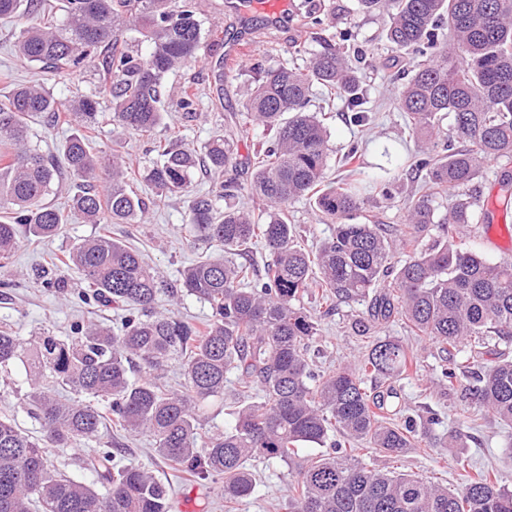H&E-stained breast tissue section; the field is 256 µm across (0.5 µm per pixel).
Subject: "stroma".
Returning <instances> with one entry per match:
<instances>
[{
  "instance_id": "stroma-1",
  "label": "stroma",
  "mask_w": 512,
  "mask_h": 512,
  "mask_svg": "<svg viewBox=\"0 0 512 512\" xmlns=\"http://www.w3.org/2000/svg\"><path fill=\"white\" fill-rule=\"evenodd\" d=\"M197 17L207 36L203 39L196 62L180 67L165 81L167 91H176L186 82L196 83L199 91L198 115L195 120L175 119L170 127L157 128V135L175 131L184 147L203 151L216 133L234 128L241 110L243 93L256 77V63L301 64L302 56L293 51L294 45L306 46L309 51H322L326 42L342 35L347 39L354 56L361 88L371 110L367 125L351 122L341 100H334L326 121L330 130L332 153L328 162L329 177L339 173L338 159L351 144H358L366 171L377 175L382 146L395 149L399 166L392 184L391 199L370 194L366 209L381 223L403 225L404 203L419 193L424 185L422 176L408 167L409 159L418 154L421 145L410 138L404 117L394 107L402 81L400 75L409 59L407 53L395 49L386 39L387 18L379 13H362L358 0H293L285 13L273 16L258 10L241 15L231 7V0H195ZM321 17V24H312V17ZM22 18L0 20V100L6 99L19 84H45L60 101L76 93L93 90L97 76L85 72L68 78H58L34 63L19 61L13 50L15 32L25 26ZM249 35L252 47L247 56L233 66L220 69L216 61L228 43L241 35ZM98 128L92 137L95 149L123 156L133 163L147 164L155 160L147 138L115 129L110 121L112 101L109 94L99 98ZM512 172V162L502 159L490 162L482 175L468 188L476 200L474 222L469 228L471 247L486 258L497 261L512 256L501 247V240L512 237V200L500 189L503 171ZM139 195L148 207V218L136 237L126 235L127 227H112L115 238H129L144 258L153 264L169 281L180 278L186 266L199 259L200 250L187 245L185 224L188 218L186 199L172 198L157 201L154 191L139 187ZM288 215L295 226L297 239L306 249L313 250L327 241L332 225L322 223L312 201L302 198L289 204ZM99 225L70 220L62 234L46 243L26 242L18 249L9 269H0V282L8 285L7 300L0 302V320H9L18 335L31 336L47 329L54 335L67 336L74 323L91 320L104 326L115 323L119 311L112 307H97L77 298L60 300L56 293L43 288L37 271L49 254L65 251L74 242L92 236ZM363 302L343 304L331 316L323 318L321 334L313 343L309 357L319 373L336 371L367 351L379 339L402 341L419 360L416 374L388 381L369 377L366 385L374 391L394 388L403 416L416 419L424 409L438 414L440 423L433 434L442 436L448 431L463 432L456 448H415L397 458L375 455L372 464L385 472L407 471L447 486L461 489L463 468H493L500 483L512 489V425L505 424L492 414H484L477 423L468 420V403L462 396L441 395L437 381L440 377V351L436 344L412 336L402 322L374 328L366 335H357L350 322L365 315ZM126 457L149 466L173 488L172 512H224V493L220 485H195L183 481L156 456L149 438L122 439L118 442ZM253 469L257 485L254 493L243 500L236 512H288L289 471L276 462H257Z\"/></svg>"
}]
</instances>
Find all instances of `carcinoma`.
Segmentation results:
<instances>
[{
  "label": "carcinoma",
  "mask_w": 512,
  "mask_h": 512,
  "mask_svg": "<svg viewBox=\"0 0 512 512\" xmlns=\"http://www.w3.org/2000/svg\"><path fill=\"white\" fill-rule=\"evenodd\" d=\"M358 3L386 14L388 41L414 54L395 106L424 145L415 165L425 171V190L409 202L400 230L367 214L358 146L340 159L344 175L325 180L329 132L307 111L313 88L344 99L356 123L366 112L339 45L298 66L258 67L240 127L261 125L270 138L253 149L248 186L237 180L242 161L231 135H216L202 153L160 139L153 146L159 160L135 168L94 151L83 133L98 124L95 91L61 103L40 85H18L0 101L1 269L23 239L51 241L72 217L144 223L135 174L161 198L188 195L199 171L216 181L211 192L188 200V242L210 252L182 270L180 283L164 280L139 251L107 233L80 240L42 268L43 287L57 292L64 282L50 272L76 268L89 286L79 300L126 311L116 326L77 324L62 340L45 330L24 339L12 324H0V368L22 364L29 390L19 405L42 428L34 437L0 416V512H170L171 487L117 457L112 440L99 441L106 418L129 438L149 437L175 469L221 484L227 512L253 494L254 460L295 467L288 512H512V490L488 469L451 490L352 455L358 444L397 457L420 443L410 424L384 415L385 396L364 387L368 375L417 371L412 350L378 340L356 365L328 375L315 373L307 355L322 318L341 303L366 300L368 318L355 320V331L403 321L412 335L439 345L448 394L457 393L458 378L475 376L467 388L476 408L470 420L486 410L512 423V357L489 348L492 339L512 342V259L492 263L458 241L475 205L464 188L487 162L512 159V0ZM20 13L33 21L15 37L17 57L64 77L88 67L110 76L104 90L112 124L139 135L171 116L163 81L197 58L203 38L195 0H60L56 13L45 0H0L1 19ZM131 25L149 42L148 54L121 42ZM174 103L182 118L196 117V88L180 87ZM42 115L80 127L62 144L59 161L31 144L29 122ZM61 166L81 182L67 215L46 201ZM243 193L251 205H220ZM300 197L313 199L324 223L335 225L314 253L288 223V204ZM256 243L267 255L258 276L238 260ZM180 292L208 305L210 317L195 324L161 308L162 296ZM308 293L322 308L302 305ZM464 343L474 350L460 359ZM174 365L182 375L176 387L163 382ZM231 373L237 383L226 399ZM226 403L235 425L208 427L209 408ZM81 443L97 444L79 462L103 494L54 464L52 449ZM308 445L322 451L300 457Z\"/></svg>",
  "instance_id": "carcinoma-1"
}]
</instances>
